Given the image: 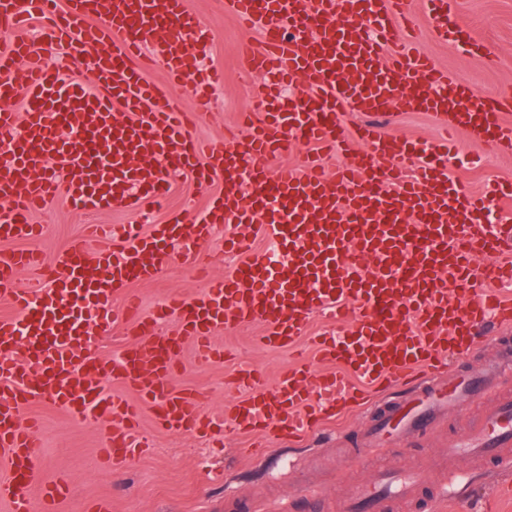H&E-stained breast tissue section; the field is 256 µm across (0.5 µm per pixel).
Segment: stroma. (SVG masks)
<instances>
[{
    "mask_svg": "<svg viewBox=\"0 0 512 512\" xmlns=\"http://www.w3.org/2000/svg\"><path fill=\"white\" fill-rule=\"evenodd\" d=\"M187 8L204 22L209 36L203 68L224 73V83L210 99L208 112L199 120L194 134L216 138L239 113L254 112L258 101L253 82L241 69L236 48L245 33L224 0H186ZM448 12L468 27L475 47L463 48L454 39L438 40L431 34L428 14L421 0H412L414 40L450 77L473 85L480 93L497 94L512 90V0H446ZM381 133L401 141L431 142L440 134L435 122L424 112L390 111L376 121ZM460 152L448 168L451 178L469 191L481 193L492 181H512V152L485 146L469 132L457 136ZM223 181L196 184L190 175L170 176V192L153 211L137 216L121 209H107L94 216L77 214L64 199L35 216L47 232L39 246L47 258H55L80 234L83 224H127L140 221L142 227L161 223L171 212L192 222L223 189ZM197 283L173 260L165 275L155 282L134 285L143 309H150L172 294L194 295ZM260 324L231 326L215 337L226 349L224 359L200 365L195 352L185 349L177 381L204 392L205 408L218 413L237 392L229 380L242 365L257 369L271 380L285 368L290 354L285 350L261 347ZM39 424L38 468L32 494L58 475L70 482L68 496L58 503L57 512H98L110 504L112 512H224L226 494L251 495L258 500L279 498L288 503V512H309L307 499L314 486L339 497L349 480L360 477L363 461L376 466L404 468L420 454L437 451L445 444L447 425L432 436L401 444L392 451L362 449L360 455L339 456L350 449L356 432L367 421V413L353 409L343 419L327 425L313 446L295 447L274 434L265 440L269 453L253 454L251 440L242 437L225 441L217 432L201 438L177 435L157 428L150 412H142L140 427L150 442L149 450L115 471L102 464L98 450L107 436L105 427L75 426L52 400L40 399L27 410Z\"/></svg>",
    "mask_w": 512,
    "mask_h": 512,
    "instance_id": "obj_1",
    "label": "stroma"
}]
</instances>
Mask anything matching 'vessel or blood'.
<instances>
[{
	"instance_id": "1",
	"label": "vessel or blood",
	"mask_w": 512,
	"mask_h": 512,
	"mask_svg": "<svg viewBox=\"0 0 512 512\" xmlns=\"http://www.w3.org/2000/svg\"><path fill=\"white\" fill-rule=\"evenodd\" d=\"M434 33L468 43L464 28L424 0ZM240 24L258 39L238 53L256 85L260 112L244 115L248 132L203 142L193 133L207 111L215 77L199 68L207 50L202 24L179 0H0V29L13 32L0 51V239L21 249L0 252V299L14 314L0 319V504L32 512L38 426L26 416L40 396L78 426L111 425L102 460L122 465L142 447L138 425L148 407L162 429L201 434L232 424L237 434L276 428L291 439L370 405L362 432L368 448L428 434L448 413L478 403L512 364V182L475 195L448 175L447 136L466 130L488 145L512 148V95L478 100L472 85L447 72L408 39L406 0H229ZM95 22L82 25L80 17ZM41 22L44 49L23 28ZM80 37L94 50V90L63 80L47 51ZM158 61L163 85L143 79L134 59ZM302 78L308 91L287 99ZM189 90L196 109L171 97ZM392 108L433 113L445 138L433 145L398 144L374 127H342L348 112ZM320 146L296 166L272 167L291 144ZM359 152L346 160L350 145ZM219 166L202 165L201 156ZM335 156L327 167L326 156ZM190 172L198 185L233 172L246 198L225 193L195 223L176 216L141 231L88 224L80 240L44 262L35 241L44 225L35 213L66 197L82 214L105 208L150 211L169 191L170 173ZM496 210L498 223L482 220ZM234 227L229 251L247 246L242 224H261L281 258L250 254L234 270L204 273L198 248L219 224ZM182 244L185 270L201 282L192 297L171 296L144 311L133 282L160 278ZM35 269L42 285H20ZM123 298L134 344L113 359L98 358L90 329ZM340 331L313 340L314 354H297L272 388L240 367L243 394L223 414L202 408L200 393L175 381L184 345L200 363L221 358L213 344L225 323L259 322L261 344L296 350L310 313ZM177 320L179 330L163 335ZM493 352L478 364L465 359L482 342ZM115 380L136 388L137 400L105 390ZM512 458V395L449 439L446 453L419 459L395 473L368 468L339 501L340 512H391L396 501L460 506L456 485ZM66 479L46 485L42 512L67 497Z\"/></svg>"
}]
</instances>
